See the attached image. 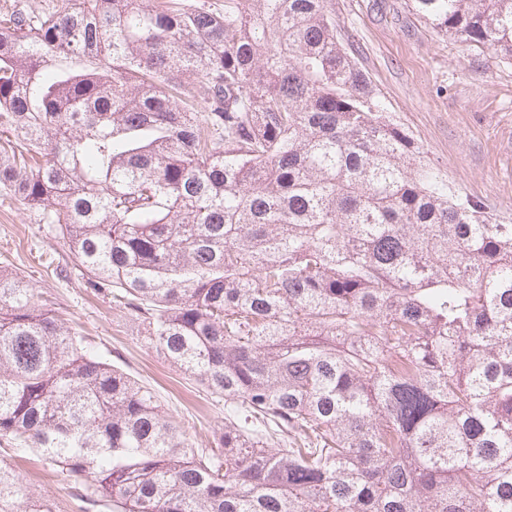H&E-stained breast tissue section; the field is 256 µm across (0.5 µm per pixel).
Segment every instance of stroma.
<instances>
[{
    "instance_id": "obj_1",
    "label": "stroma",
    "mask_w": 512,
    "mask_h": 512,
    "mask_svg": "<svg viewBox=\"0 0 512 512\" xmlns=\"http://www.w3.org/2000/svg\"><path fill=\"white\" fill-rule=\"evenodd\" d=\"M336 34L393 118L462 193L512 220V59L435 31L411 0H332ZM0 262L10 263L57 315L110 362L157 394L187 435L224 428V400L177 370L106 294L93 293L51 225L0 188ZM21 471L57 512H81L73 480L38 460Z\"/></svg>"
}]
</instances>
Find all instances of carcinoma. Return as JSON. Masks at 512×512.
Here are the masks:
<instances>
[{
  "label": "carcinoma",
  "instance_id": "1",
  "mask_svg": "<svg viewBox=\"0 0 512 512\" xmlns=\"http://www.w3.org/2000/svg\"><path fill=\"white\" fill-rule=\"evenodd\" d=\"M412 2L512 58V0ZM421 154L330 0L0 16V186L224 399L195 446L1 265L0 446L82 512H512V224ZM32 457L33 460L20 469L24 481L31 484L38 494L54 500L58 505L57 512H82L79 503L71 497L73 478L57 473L52 467L38 461L35 455Z\"/></svg>",
  "mask_w": 512,
  "mask_h": 512
}]
</instances>
